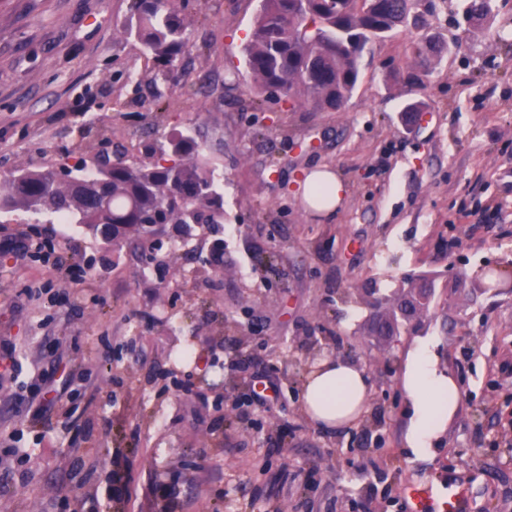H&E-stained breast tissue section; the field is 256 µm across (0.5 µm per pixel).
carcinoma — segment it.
I'll use <instances>...</instances> for the list:
<instances>
[{"label": "carcinoma", "mask_w": 512, "mask_h": 512, "mask_svg": "<svg viewBox=\"0 0 512 512\" xmlns=\"http://www.w3.org/2000/svg\"><path fill=\"white\" fill-rule=\"evenodd\" d=\"M465 2L470 21L490 10V0ZM412 8L413 0H259L244 46L253 90L315 111L341 109L356 89L364 51L404 24ZM186 30L176 0H130V17L119 33L140 46L144 66L169 81L190 50ZM0 211L81 224L105 243L144 251L153 224H178L189 236L196 226L224 223V184L188 128L153 149L149 161L130 160L118 149L105 161L97 155L81 160L64 179L23 167L0 178ZM398 325L394 307L377 316L371 333H392Z\"/></svg>", "instance_id": "obj_1"}]
</instances>
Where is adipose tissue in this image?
Masks as SVG:
<instances>
[{"label": "adipose tissue", "mask_w": 512, "mask_h": 512, "mask_svg": "<svg viewBox=\"0 0 512 512\" xmlns=\"http://www.w3.org/2000/svg\"><path fill=\"white\" fill-rule=\"evenodd\" d=\"M370 388V378L360 366L343 359H326L310 372L303 399L315 421L339 427L361 415ZM403 388L411 409L406 443L414 451L427 450L430 441L445 432L459 409V385L454 375L438 369L428 346L423 345L405 363Z\"/></svg>", "instance_id": "adipose-tissue-1"}]
</instances>
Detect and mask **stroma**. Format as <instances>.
<instances>
[{
	"mask_svg": "<svg viewBox=\"0 0 512 512\" xmlns=\"http://www.w3.org/2000/svg\"><path fill=\"white\" fill-rule=\"evenodd\" d=\"M129 6L0 0V176L106 143L141 159L193 127L224 173V227L182 250L169 228L162 275L80 225L0 214V512H411L404 487L439 481L463 482L471 512H512V0L480 22L438 0L371 46L337 112L250 103L258 0H187L177 82L128 80ZM428 40L460 46L427 71ZM317 166L344 186L328 217L302 187ZM412 281L432 310L378 343L377 301ZM423 338L461 403L417 454L402 375ZM336 357L372 387L330 429L301 391Z\"/></svg>",
	"mask_w": 512,
	"mask_h": 512,
	"instance_id": "1",
	"label": "stroma"
}]
</instances>
